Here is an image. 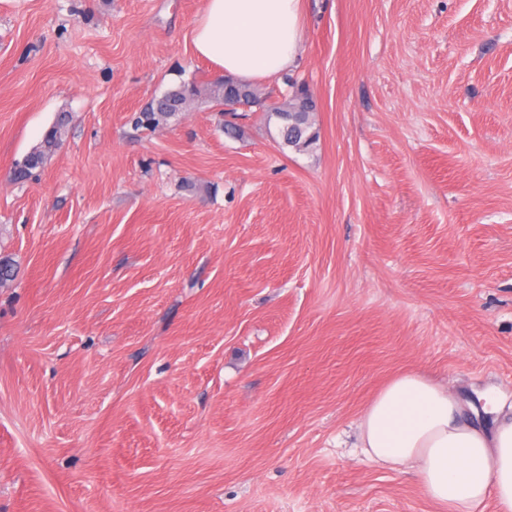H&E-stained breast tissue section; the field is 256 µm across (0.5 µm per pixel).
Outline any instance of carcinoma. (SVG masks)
I'll return each mask as SVG.
<instances>
[{
	"mask_svg": "<svg viewBox=\"0 0 512 512\" xmlns=\"http://www.w3.org/2000/svg\"><path fill=\"white\" fill-rule=\"evenodd\" d=\"M205 94L213 106L219 108V115H224V99L235 95L239 104L247 107L263 108L266 119L273 122L277 128V136L281 145L295 150L307 151L318 138L313 119L316 106L310 100V93L301 86L293 90L289 100L279 106L263 107V100L258 88L250 84H241L230 78H223L202 89L193 82L181 81L169 87L161 96L153 98L139 112L132 113L130 122L136 129L155 131L169 126L178 120L180 112L184 111L183 102ZM61 123L51 126L42 138L39 147L29 152L22 163L21 173L29 177L33 171L43 168V165L56 149L61 139Z\"/></svg>",
	"mask_w": 512,
	"mask_h": 512,
	"instance_id": "obj_1",
	"label": "carcinoma"
}]
</instances>
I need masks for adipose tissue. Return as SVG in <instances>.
<instances>
[{
	"mask_svg": "<svg viewBox=\"0 0 512 512\" xmlns=\"http://www.w3.org/2000/svg\"><path fill=\"white\" fill-rule=\"evenodd\" d=\"M302 0H206L196 56L241 82L277 78L301 52ZM359 446L380 466L412 469L441 512H512V406L466 404L449 386L404 372L364 408Z\"/></svg>",
	"mask_w": 512,
	"mask_h": 512,
	"instance_id": "obj_1",
	"label": "adipose tissue"
}]
</instances>
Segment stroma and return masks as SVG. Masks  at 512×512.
<instances>
[{
	"label": "stroma",
	"instance_id": "stroma-1",
	"mask_svg": "<svg viewBox=\"0 0 512 512\" xmlns=\"http://www.w3.org/2000/svg\"><path fill=\"white\" fill-rule=\"evenodd\" d=\"M203 8L0 0V512H438L359 422L405 371L512 404V0H304L305 153L130 126L219 78ZM62 126L63 123L59 122L51 126L43 136L40 146L27 154L20 166L24 167L21 170V174H24L22 179L29 177L33 171L43 168L47 157L59 145Z\"/></svg>",
	"mask_w": 512,
	"mask_h": 512
}]
</instances>
